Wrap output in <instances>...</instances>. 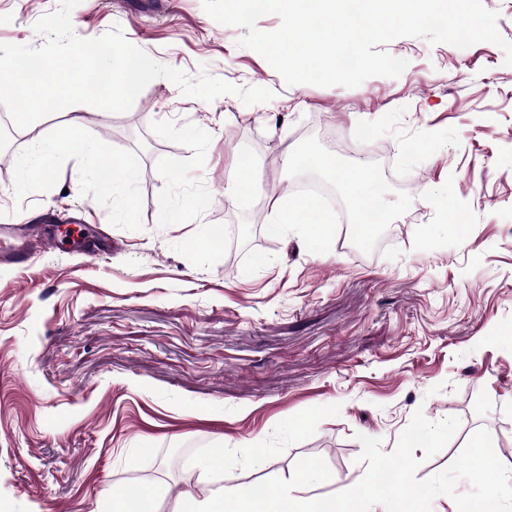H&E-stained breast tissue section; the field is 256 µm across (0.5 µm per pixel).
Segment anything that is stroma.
<instances>
[{
  "instance_id": "1",
  "label": "stroma",
  "mask_w": 512,
  "mask_h": 512,
  "mask_svg": "<svg viewBox=\"0 0 512 512\" xmlns=\"http://www.w3.org/2000/svg\"><path fill=\"white\" fill-rule=\"evenodd\" d=\"M59 6L0 0V43L43 45L34 26ZM71 22L84 39L120 27L189 79L272 98L206 102L158 78L128 111L77 104L17 129L0 224L56 236L76 216L92 241L0 262V512H105L132 488L152 493L156 512H180L186 492L222 481L280 493L308 462L324 497L363 477L359 435L391 452L418 411L460 424L438 454L415 449L417 479L482 428L512 469V345L498 338L512 329L503 50L400 37L384 46L408 62L399 77L291 86L203 0H80ZM76 115L81 138L134 161V182L95 193L77 150L49 180L23 182L30 132ZM308 142L344 163L371 158L394 223L364 245L334 230L314 250L299 227L270 233L274 201L304 179L284 155ZM243 155L263 175L254 201L226 188ZM163 207L178 222L160 223ZM227 224L245 231L236 253L183 248ZM219 446L222 478L201 481Z\"/></svg>"
}]
</instances>
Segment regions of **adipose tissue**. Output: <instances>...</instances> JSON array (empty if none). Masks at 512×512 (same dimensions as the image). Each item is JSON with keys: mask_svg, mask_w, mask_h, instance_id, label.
I'll return each instance as SVG.
<instances>
[{"mask_svg": "<svg viewBox=\"0 0 512 512\" xmlns=\"http://www.w3.org/2000/svg\"><path fill=\"white\" fill-rule=\"evenodd\" d=\"M79 125V120L73 119L49 135L33 137L27 153L18 161L23 180L35 183L48 178L55 169L59 153L73 148L93 156L87 179L97 190L106 191L115 183L134 178L136 168L132 163L99 154L92 143L78 139L76 133ZM322 166L347 190L353 204L351 221L357 224L362 236L372 235L377 224L388 223L390 212L373 207L379 187L375 176L364 163L339 165L326 160ZM273 212L275 219L269 226L271 232H281L283 227L291 224L302 225L307 245L312 249L317 248L331 230L326 214L308 199L283 195L276 201ZM180 512H289V503L284 497L258 499L243 493L236 486L223 484L206 497L187 496Z\"/></svg>", "mask_w": 512, "mask_h": 512, "instance_id": "ef3b65f1", "label": "adipose tissue"}]
</instances>
